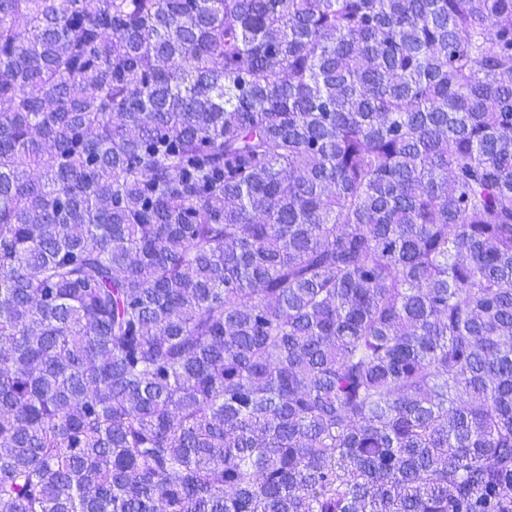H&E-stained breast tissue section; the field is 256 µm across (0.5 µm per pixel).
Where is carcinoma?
<instances>
[{"instance_id":"cac0c4a2","label":"carcinoma","mask_w":512,"mask_h":512,"mask_svg":"<svg viewBox=\"0 0 512 512\" xmlns=\"http://www.w3.org/2000/svg\"><path fill=\"white\" fill-rule=\"evenodd\" d=\"M0 512H512V0H0Z\"/></svg>"}]
</instances>
